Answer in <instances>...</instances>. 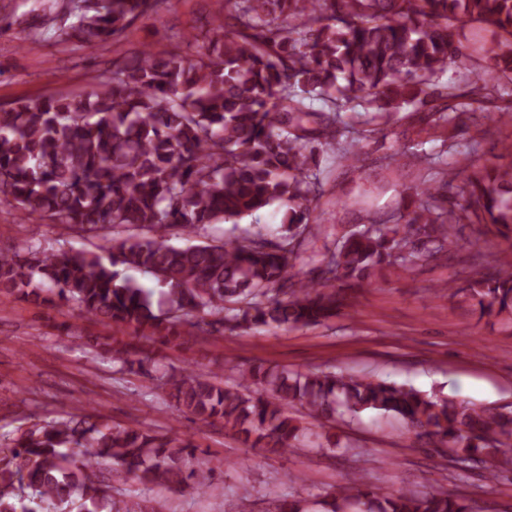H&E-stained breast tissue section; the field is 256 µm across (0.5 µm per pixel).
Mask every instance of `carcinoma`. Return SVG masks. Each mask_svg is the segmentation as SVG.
Segmentation results:
<instances>
[{
    "instance_id": "carcinoma-1",
    "label": "carcinoma",
    "mask_w": 512,
    "mask_h": 512,
    "mask_svg": "<svg viewBox=\"0 0 512 512\" xmlns=\"http://www.w3.org/2000/svg\"><path fill=\"white\" fill-rule=\"evenodd\" d=\"M158 0H82L57 29L60 42L83 47L119 37ZM494 28L482 47L492 78L475 75L468 90H448V67L468 69L457 37L468 23ZM512 82V0H224V20L194 59L174 47L143 48L112 64L79 93L0 105V203L39 214L77 235L102 236L101 253L0 250V292L79 313L112 330L163 342L201 333L240 335L262 327L321 325L336 317L341 293L362 288L387 267L410 271L439 261L467 225L512 232V144L502 162L453 184L444 155H466L455 142L430 153L419 141L399 148L434 176L413 188L402 223L359 224L315 250L327 211L315 145L332 146L336 166L354 168L359 143L341 113L360 106L381 116L443 101L448 124L461 109L482 119L495 109L501 82ZM320 103L314 107V103ZM288 206L276 232L238 221L271 203ZM233 223L218 244L175 246L204 227ZM135 229L120 239L112 226ZM317 263L319 277L290 272L292 259ZM128 270L163 286L158 302ZM463 295L479 315L512 320V263H473ZM129 367L150 359L126 342ZM237 384L183 370L157 388L192 420L220 419L248 448L292 454L307 434L366 411L404 421L444 448L448 460L480 464L495 481L512 472V409L456 402L441 392L334 371L291 374L262 365L234 367ZM190 437L173 438L99 419L69 418L19 428L0 448V512H158L145 501L117 506L119 485L207 494L212 469L197 460ZM274 512H308L302 499L273 497ZM326 512H474L470 500L435 485L385 491L336 487Z\"/></svg>"
}]
</instances>
